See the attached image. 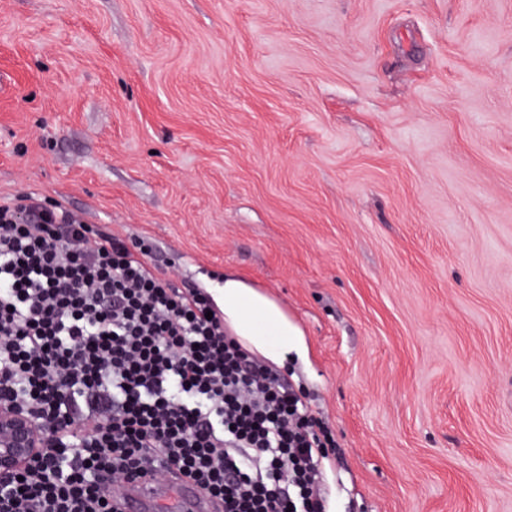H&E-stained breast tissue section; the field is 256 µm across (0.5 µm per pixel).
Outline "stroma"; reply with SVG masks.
I'll list each match as a JSON object with an SVG mask.
<instances>
[{"label": "stroma", "mask_w": 512, "mask_h": 512, "mask_svg": "<svg viewBox=\"0 0 512 512\" xmlns=\"http://www.w3.org/2000/svg\"><path fill=\"white\" fill-rule=\"evenodd\" d=\"M305 333L330 512H512V0H0V200Z\"/></svg>", "instance_id": "1"}]
</instances>
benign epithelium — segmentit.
<instances>
[{"label":"benign epithelium","mask_w":512,"mask_h":512,"mask_svg":"<svg viewBox=\"0 0 512 512\" xmlns=\"http://www.w3.org/2000/svg\"><path fill=\"white\" fill-rule=\"evenodd\" d=\"M44 428L9 405H0V476L24 470L39 457Z\"/></svg>","instance_id":"7a95c632"}]
</instances>
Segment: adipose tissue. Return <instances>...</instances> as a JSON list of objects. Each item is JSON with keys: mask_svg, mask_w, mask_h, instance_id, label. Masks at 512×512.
<instances>
[{"mask_svg": "<svg viewBox=\"0 0 512 512\" xmlns=\"http://www.w3.org/2000/svg\"><path fill=\"white\" fill-rule=\"evenodd\" d=\"M209 294L224 315V329L251 353L281 365L305 354L303 331L274 296L247 277L228 272Z\"/></svg>", "mask_w": 512, "mask_h": 512, "instance_id": "obj_1", "label": "adipose tissue"}]
</instances>
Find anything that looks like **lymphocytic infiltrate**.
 Wrapping results in <instances>:
<instances>
[{
  "label": "lymphocytic infiltrate",
  "mask_w": 512,
  "mask_h": 512,
  "mask_svg": "<svg viewBox=\"0 0 512 512\" xmlns=\"http://www.w3.org/2000/svg\"><path fill=\"white\" fill-rule=\"evenodd\" d=\"M0 395L61 424L0 479L7 512H116L177 476L221 512H327L330 434L287 376L143 245L33 194L0 201Z\"/></svg>",
  "instance_id": "obj_1"
}]
</instances>
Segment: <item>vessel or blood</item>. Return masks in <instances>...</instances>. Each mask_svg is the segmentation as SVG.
Segmentation results:
<instances>
[{
	"mask_svg": "<svg viewBox=\"0 0 512 512\" xmlns=\"http://www.w3.org/2000/svg\"><path fill=\"white\" fill-rule=\"evenodd\" d=\"M215 512V504L192 482L179 479L152 486L132 484L116 503L118 512Z\"/></svg>",
	"mask_w": 512,
	"mask_h": 512,
	"instance_id": "vessel-or-blood-1",
	"label": "vessel or blood"
}]
</instances>
